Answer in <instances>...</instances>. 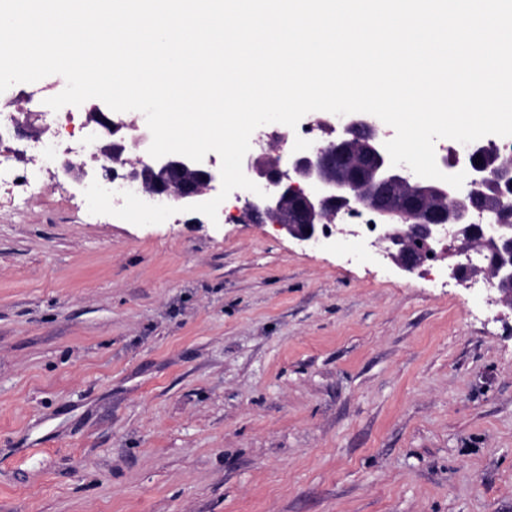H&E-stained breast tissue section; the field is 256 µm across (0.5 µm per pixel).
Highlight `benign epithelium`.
Here are the masks:
<instances>
[{
  "label": "benign epithelium",
  "instance_id": "obj_1",
  "mask_svg": "<svg viewBox=\"0 0 512 512\" xmlns=\"http://www.w3.org/2000/svg\"><path fill=\"white\" fill-rule=\"evenodd\" d=\"M108 140L94 143V166L64 159L54 178L79 182L92 176L110 181L112 164L121 163L124 177L140 190L158 198H171L176 206L211 200L222 186L220 168L211 157L195 162L179 154L159 159L123 158L129 138L149 139L134 123L116 122L97 108L89 113ZM330 138L289 154L288 163L270 153L246 154V176L267 197L250 193L244 199L243 214L251 222L269 221L303 247L332 243L336 233L355 234L337 228L342 211L369 210L390 223L375 245L407 274L450 256L449 278L458 285L483 274L499 301L512 307V214H496L484 207L477 188L493 180L512 190V164L498 162L492 140L468 153V186L456 189L446 182L417 176L402 164L393 166L384 147L380 120L368 113L321 118ZM482 162H477V159Z\"/></svg>",
  "mask_w": 512,
  "mask_h": 512
}]
</instances>
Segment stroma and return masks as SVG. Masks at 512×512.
Masks as SVG:
<instances>
[{
	"mask_svg": "<svg viewBox=\"0 0 512 512\" xmlns=\"http://www.w3.org/2000/svg\"><path fill=\"white\" fill-rule=\"evenodd\" d=\"M14 85L0 111L41 127ZM0 142V512H512V310L274 224L90 213Z\"/></svg>",
	"mask_w": 512,
	"mask_h": 512,
	"instance_id": "35a3bbf8",
	"label": "stroma"
}]
</instances>
